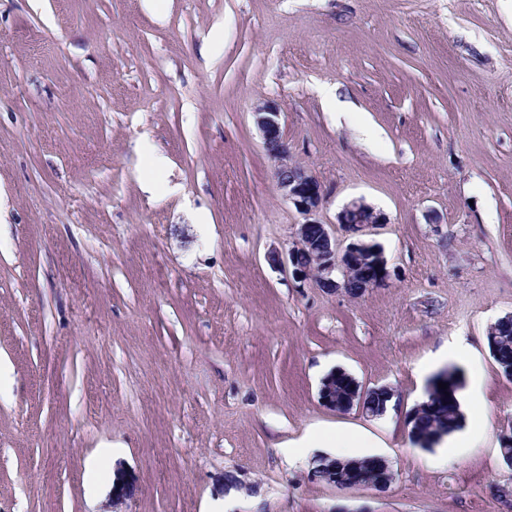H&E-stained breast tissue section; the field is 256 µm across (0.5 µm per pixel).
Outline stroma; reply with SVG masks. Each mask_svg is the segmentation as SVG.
I'll return each instance as SVG.
<instances>
[{
  "mask_svg": "<svg viewBox=\"0 0 512 512\" xmlns=\"http://www.w3.org/2000/svg\"><path fill=\"white\" fill-rule=\"evenodd\" d=\"M266 103L339 248L350 200L388 218L362 298L268 259L304 218ZM509 314L512 0H0V512H512ZM461 339L486 433L451 459L407 414ZM339 368L391 413L324 406ZM321 429L389 489L313 480ZM496 332L493 360L501 374L512 377V324H502ZM296 448H370L364 436L349 430L314 431Z\"/></svg>",
  "mask_w": 512,
  "mask_h": 512,
  "instance_id": "stroma-1",
  "label": "stroma"
}]
</instances>
